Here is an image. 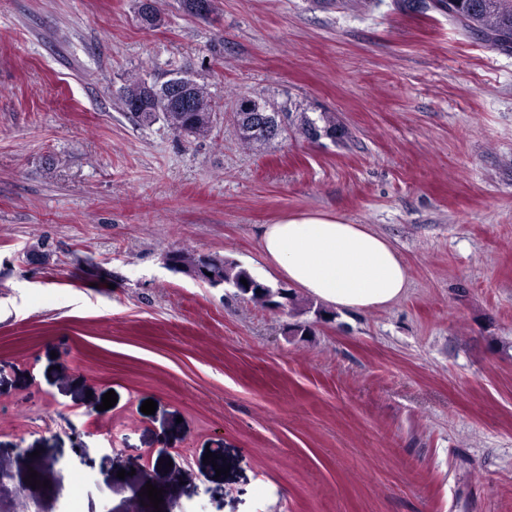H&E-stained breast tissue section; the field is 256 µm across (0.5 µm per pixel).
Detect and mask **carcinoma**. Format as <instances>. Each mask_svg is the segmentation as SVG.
Wrapping results in <instances>:
<instances>
[{
  "label": "carcinoma",
  "instance_id": "cac0c4a2",
  "mask_svg": "<svg viewBox=\"0 0 512 512\" xmlns=\"http://www.w3.org/2000/svg\"><path fill=\"white\" fill-rule=\"evenodd\" d=\"M440 5L448 10V19L480 36L492 47L512 52V0H436L433 8ZM173 79L189 85L191 106L186 111L169 109L164 101L157 98L158 92ZM118 95L123 110L132 121L144 127L161 121L179 136L194 139L205 137L216 120L207 86L194 79L189 71L180 68L166 70L152 81L131 79L119 89ZM254 100L260 103L262 123L250 125L231 118L240 139L247 144H267L289 132L310 142L325 136L336 144L347 138L345 127L327 112H320L313 117L305 110L295 112L284 105H277L260 94L254 96ZM232 275L260 288L258 292L251 291L248 301L262 307L267 305L266 296L278 291V288L259 281L239 264L235 266ZM288 305V314L291 316H303L310 312L330 313V310L316 307L292 291L288 292Z\"/></svg>",
  "mask_w": 512,
  "mask_h": 512
}]
</instances>
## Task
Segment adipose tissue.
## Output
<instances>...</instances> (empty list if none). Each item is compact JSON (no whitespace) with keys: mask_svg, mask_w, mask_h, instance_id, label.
Here are the masks:
<instances>
[{"mask_svg":"<svg viewBox=\"0 0 512 512\" xmlns=\"http://www.w3.org/2000/svg\"><path fill=\"white\" fill-rule=\"evenodd\" d=\"M258 239L266 264L281 280L335 309H377L405 292L406 265L366 225L310 212L261 225Z\"/></svg>","mask_w":512,"mask_h":512,"instance_id":"adipose-tissue-1","label":"adipose tissue"}]
</instances>
